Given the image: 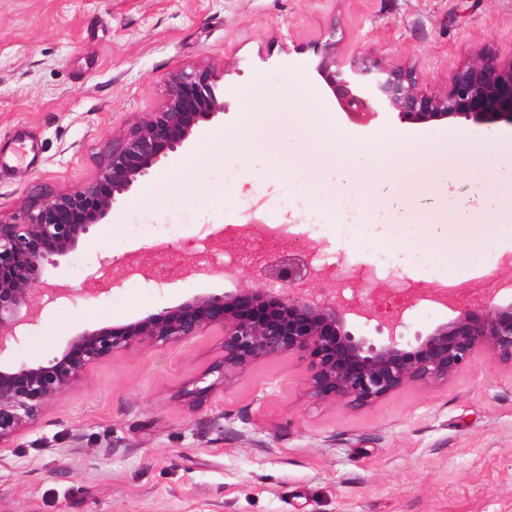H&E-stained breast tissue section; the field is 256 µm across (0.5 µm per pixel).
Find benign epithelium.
Here are the masks:
<instances>
[{
    "label": "benign epithelium",
    "mask_w": 512,
    "mask_h": 512,
    "mask_svg": "<svg viewBox=\"0 0 512 512\" xmlns=\"http://www.w3.org/2000/svg\"><path fill=\"white\" fill-rule=\"evenodd\" d=\"M335 35L332 30L312 46L315 70L352 119L368 123L387 114L414 124L464 118L512 126V58L479 52L454 72L445 92L433 95L420 88L411 69L372 51L340 62ZM215 84V73L205 67L170 73L163 106L109 142L93 179L30 203L20 218L0 217V353L20 344L37 323L36 291L58 299L72 295V289L48 281V267L76 251L112 213L118 196L185 146L200 123L228 111ZM142 271L133 259L120 274L103 264L90 278L109 291ZM334 279L295 255H271L256 283L234 294H197L126 325L82 331L48 366L0 367V447L25 428L37 406L79 381L90 363L134 345L175 346L208 329L224 332L223 382L261 359L299 354L309 360L311 396L352 407L408 385L446 382L479 352L512 368V300H485L480 310L463 311L412 340L397 334V316L386 323L387 337L376 342L350 329L351 320L368 323L375 314L344 304L322 287Z\"/></svg>",
    "instance_id": "benign-epithelium-1"
}]
</instances>
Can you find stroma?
<instances>
[{
    "label": "stroma",
    "mask_w": 512,
    "mask_h": 512,
    "mask_svg": "<svg viewBox=\"0 0 512 512\" xmlns=\"http://www.w3.org/2000/svg\"><path fill=\"white\" fill-rule=\"evenodd\" d=\"M331 32L340 59L377 52L412 66L434 94L478 51L512 57V0H0V216L92 179L112 137L161 108L173 71L211 68L228 105L161 165L208 149L214 164L188 174L200 195H173L158 210L142 201V185L124 194L106 224L49 271L75 296L46 304L29 340L0 364L46 366L80 331L235 292L253 277L244 260L228 267L218 254L210 275H182L217 233L243 257L271 235L285 251L334 255L336 287L380 315L402 312L408 337L512 296L493 287L512 269L498 266L493 279L480 264L451 290L450 307L419 299L443 282L417 268L382 271L387 289L371 290L356 277L364 251L325 230L334 198L308 196L298 130H278L274 146L293 164L276 186L263 150L243 157L232 148L245 121H262L247 112L259 86L288 84L303 104L322 103L343 149L384 127L412 138L441 131L389 116L362 124L340 111L309 49ZM494 181L478 157L457 166L447 197L416 207L438 223H473L504 207ZM253 210L261 223L248 224ZM312 214L320 225L308 224ZM173 223L179 231L167 234ZM150 255L167 268L163 279L134 275L102 294L88 279L101 264ZM223 345L211 329L88 366L0 448V512H512V372L488 355L448 383L410 385L354 409L312 398L307 363L295 355L261 360L222 384Z\"/></svg>",
    "instance_id": "stroma-1"
}]
</instances>
